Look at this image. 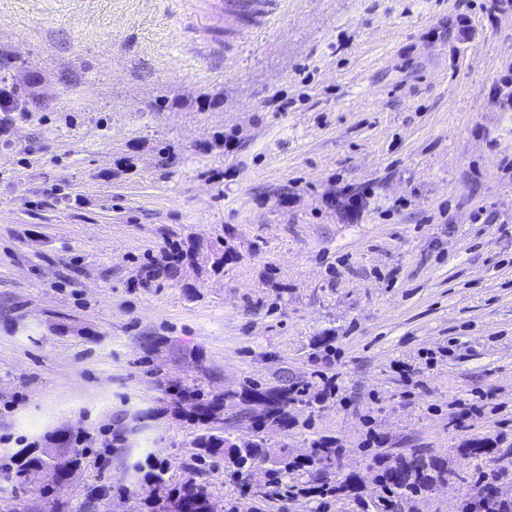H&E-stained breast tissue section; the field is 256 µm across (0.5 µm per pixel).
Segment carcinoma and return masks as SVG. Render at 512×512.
Returning <instances> with one entry per match:
<instances>
[{
  "instance_id": "1",
  "label": "carcinoma",
  "mask_w": 512,
  "mask_h": 512,
  "mask_svg": "<svg viewBox=\"0 0 512 512\" xmlns=\"http://www.w3.org/2000/svg\"><path fill=\"white\" fill-rule=\"evenodd\" d=\"M177 395L194 406V416L207 422L224 409V402L239 399L238 416L249 420L253 430L267 426L288 427V407L303 401L293 387H253L236 395L209 397L200 388H177ZM198 447L211 456L224 458V467L231 474H241L256 467L269 477L273 490L265 497L273 500L288 494L289 484L303 481L314 487L328 486L327 473L336 467V449L322 440H316L301 456L284 451L276 457L267 455L263 438L255 433L235 436L226 429L209 427L199 439ZM148 495L145 506L149 512H171L169 507L180 501L189 503V512H208L210 493L206 486L189 478L172 487L166 471L154 468L145 475ZM381 487L389 496L401 500L431 492L437 485L448 482V465L441 458L428 456L418 448L396 457L379 474Z\"/></svg>"
}]
</instances>
